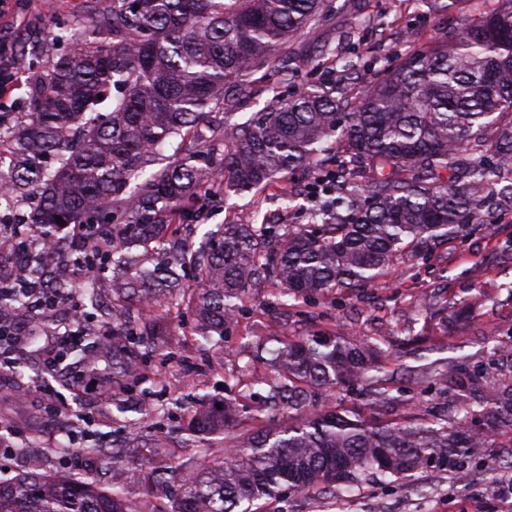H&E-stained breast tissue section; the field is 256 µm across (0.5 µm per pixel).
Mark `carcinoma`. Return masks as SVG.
<instances>
[{"instance_id":"obj_1","label":"carcinoma","mask_w":512,"mask_h":512,"mask_svg":"<svg viewBox=\"0 0 512 512\" xmlns=\"http://www.w3.org/2000/svg\"><path fill=\"white\" fill-rule=\"evenodd\" d=\"M444 34L427 54L369 80L349 63L336 83L284 100L248 125L224 124L228 146L203 168L196 155L161 164L156 149L192 135L208 148L201 123L210 112L232 116L262 68L288 72L278 51L314 23L322 0H112V12L90 34L69 35L72 52L27 80L32 123L13 129L0 112V167L17 196L36 199L33 233L97 218L112 225V242L94 257L112 266V368L124 386L137 377L138 344L165 336L163 316L141 331L127 304L155 311L179 300L197 331L224 344L250 288L276 287L277 301L365 288L385 276L402 249L413 255L429 239H461L486 229L484 204L501 169L512 170V0ZM139 9H134V6ZM103 98H98V95ZM344 159L323 182L328 198L312 223L223 224L201 241H178L183 225L172 206L204 183L236 191L258 187L298 168H318L317 145L330 137ZM496 163L491 164L488 158ZM373 179L365 186L357 171ZM145 203L127 196L136 181ZM197 285L186 294V271ZM384 351L365 339L313 334L285 339L272 359L274 404L299 412L313 388L371 386L373 404L391 399ZM244 406L203 402L187 429L204 439L224 434L250 452L231 460L199 459L177 492L150 475L134 501L126 482L112 487L71 475L20 474L0 482V512H254L253 502L283 489L306 493L402 479L435 463L456 467L475 448H512V374L486 380L485 395L463 400L432 420L352 419L329 408L296 424L251 434L239 428Z\"/></svg>"}]
</instances>
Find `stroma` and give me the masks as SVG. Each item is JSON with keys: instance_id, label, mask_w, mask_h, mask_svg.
Instances as JSON below:
<instances>
[{"instance_id": "stroma-1", "label": "stroma", "mask_w": 512, "mask_h": 512, "mask_svg": "<svg viewBox=\"0 0 512 512\" xmlns=\"http://www.w3.org/2000/svg\"><path fill=\"white\" fill-rule=\"evenodd\" d=\"M496 0H459L448 15H440L422 0H324L323 13L284 53L294 62L290 79L274 69L253 73L255 93L241 99L235 122L266 111L272 92L289 98L309 85L337 80L346 63L363 77L396 65L409 53L431 49L444 27L456 28L492 10ZM111 0H11L0 14V112H11L17 123L28 120L26 83L32 64L49 65L70 52L65 37L89 31L108 15ZM315 173L297 169L279 174L267 185L237 193L206 187L181 201L178 212L199 224L187 236L200 240L201 229L217 224L248 222L276 214L279 222L308 223L318 201ZM486 219L488 229L461 240L440 237L429 245L428 258L403 254L391 272L372 287L333 292L275 306L276 290L253 288L223 345L206 343L196 330L192 312L166 305L162 314L171 335L172 353L163 358L140 345L145 355L143 380L116 390L111 362L98 361V372L76 383L66 371L44 378L41 345L26 347L21 363L0 374L9 398L0 400V417L22 432L27 452L0 447V481L27 470L30 452H39L46 471L79 473L109 483L113 457H121L132 499H140L147 474L161 471L178 485L184 464L201 453L222 459L228 455L223 436L208 448L190 439L181 428L185 414L195 411L201 397L232 396L256 406L268 389L253 385L269 367L255 360L258 348H276L280 339L320 332L370 339L385 352L384 363L394 374L397 392L382 407L384 418L430 414L459 398L454 383L436 384L432 369L460 367L489 374L512 372V199L500 196ZM96 300L80 297L79 323L86 331L109 329L112 275L98 280ZM250 373H243V366ZM46 380L48 392L32 386ZM337 407L372 417L362 387L320 390L304 410L312 415ZM87 414L79 447H67L71 430L69 409ZM166 442L156 452L157 442ZM512 450L477 448L464 465L446 471L429 468L417 473L414 484L374 481L351 492L282 493L268 512H499L498 494L512 490Z\"/></svg>"}]
</instances>
